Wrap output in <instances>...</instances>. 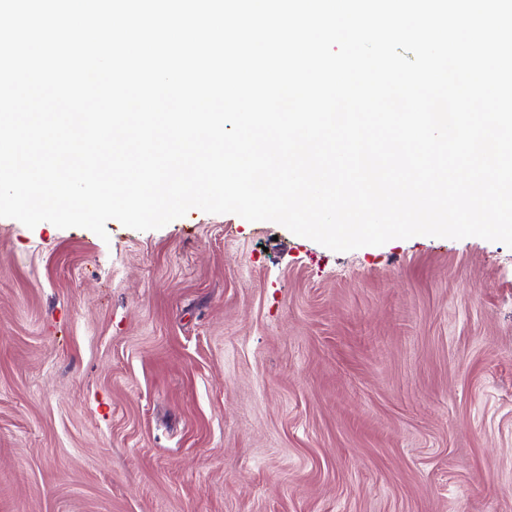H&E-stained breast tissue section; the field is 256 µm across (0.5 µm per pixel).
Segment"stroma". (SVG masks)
<instances>
[{
    "mask_svg": "<svg viewBox=\"0 0 512 512\" xmlns=\"http://www.w3.org/2000/svg\"><path fill=\"white\" fill-rule=\"evenodd\" d=\"M106 228L0 218V512H512V248Z\"/></svg>",
    "mask_w": 512,
    "mask_h": 512,
    "instance_id": "1",
    "label": "stroma"
}]
</instances>
